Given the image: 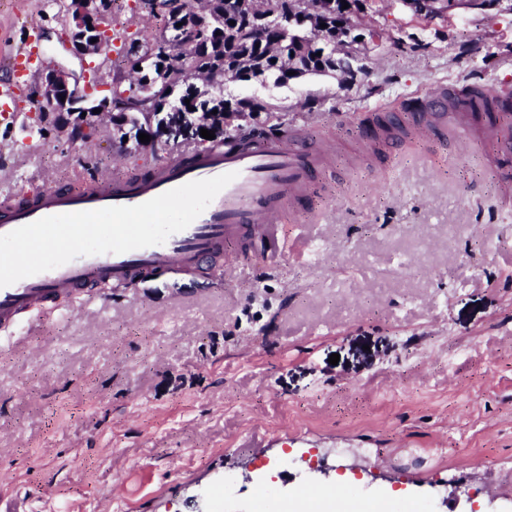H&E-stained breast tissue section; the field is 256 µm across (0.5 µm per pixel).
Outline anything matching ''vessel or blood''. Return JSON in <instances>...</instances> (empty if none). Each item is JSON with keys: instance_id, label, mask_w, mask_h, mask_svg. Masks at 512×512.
Wrapping results in <instances>:
<instances>
[{"instance_id": "b4317fda", "label": "vessel or blood", "mask_w": 512, "mask_h": 512, "mask_svg": "<svg viewBox=\"0 0 512 512\" xmlns=\"http://www.w3.org/2000/svg\"><path fill=\"white\" fill-rule=\"evenodd\" d=\"M39 62L34 44L13 53L6 66L12 80L0 84V107L12 99L17 82H33ZM467 95L458 87L442 86L433 93L413 95L391 105L398 116L412 119V138L440 144L465 136L469 126L481 131L480 142L495 160L493 174L503 188L512 187V106L487 103L482 85L469 84ZM324 142H305L299 135H256L246 145L195 152L189 163L152 171L135 181L118 182L101 175L75 190L48 189L38 198L0 212V235L40 218L132 206L185 183L235 173L205 211L165 243L123 254L78 257L58 268L0 288V324L15 323L22 315L72 290L102 284L127 286L136 278L170 267L192 268L230 249L243 235L266 240L277 236L288 211L311 198Z\"/></svg>"}]
</instances>
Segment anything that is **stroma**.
<instances>
[{
    "label": "stroma",
    "mask_w": 512,
    "mask_h": 512,
    "mask_svg": "<svg viewBox=\"0 0 512 512\" xmlns=\"http://www.w3.org/2000/svg\"><path fill=\"white\" fill-rule=\"evenodd\" d=\"M37 22L42 62L130 83L125 56L158 30L112 0L109 52L61 42L64 0H0V55ZM383 34L354 78L227 83L273 108L281 135L325 140L341 170L289 213L291 252L233 256L59 298L25 339L0 329V512H512V208L477 138L372 155L363 114L443 83L512 90V11L418 21L373 0ZM0 112V202L107 174L126 180L197 151L118 143L109 119L71 141L67 116ZM338 364H330L332 354Z\"/></svg>",
    "instance_id": "obj_1"
}]
</instances>
